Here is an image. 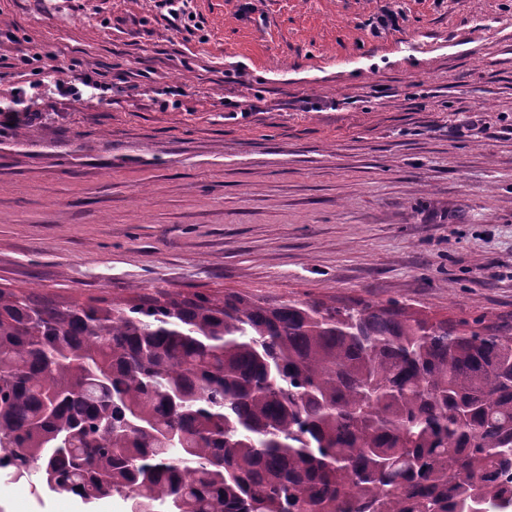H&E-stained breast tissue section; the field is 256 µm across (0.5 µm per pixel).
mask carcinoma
Instances as JSON below:
<instances>
[{
    "mask_svg": "<svg viewBox=\"0 0 512 512\" xmlns=\"http://www.w3.org/2000/svg\"><path fill=\"white\" fill-rule=\"evenodd\" d=\"M125 512H512V324L0 289V472Z\"/></svg>",
    "mask_w": 512,
    "mask_h": 512,
    "instance_id": "1",
    "label": "carcinoma"
}]
</instances>
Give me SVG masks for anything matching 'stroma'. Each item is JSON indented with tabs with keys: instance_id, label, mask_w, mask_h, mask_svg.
I'll use <instances>...</instances> for the list:
<instances>
[{
	"instance_id": "1",
	"label": "stroma",
	"mask_w": 512,
	"mask_h": 512,
	"mask_svg": "<svg viewBox=\"0 0 512 512\" xmlns=\"http://www.w3.org/2000/svg\"><path fill=\"white\" fill-rule=\"evenodd\" d=\"M158 2L0 0V54L43 56L0 108L59 65L109 72L45 94L29 137L0 122V288L512 318V0H189V31ZM0 512L123 507L0 473Z\"/></svg>"
}]
</instances>
